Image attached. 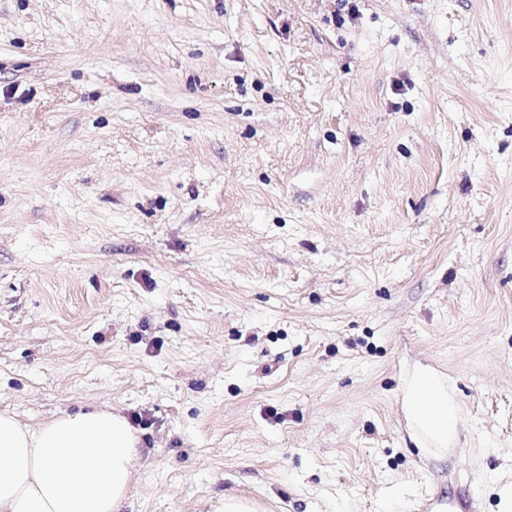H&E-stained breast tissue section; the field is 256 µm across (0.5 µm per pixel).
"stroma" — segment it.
I'll return each instance as SVG.
<instances>
[{
	"mask_svg": "<svg viewBox=\"0 0 512 512\" xmlns=\"http://www.w3.org/2000/svg\"><path fill=\"white\" fill-rule=\"evenodd\" d=\"M103 404L124 512H499L512 0H0V410ZM402 404L420 446L446 449L453 442L461 407L448 394L443 378L435 370L418 364L409 371ZM213 512H264L263 505L255 499L236 494H224L213 505Z\"/></svg>",
	"mask_w": 512,
	"mask_h": 512,
	"instance_id": "1",
	"label": "stroma"
}]
</instances>
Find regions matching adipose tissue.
<instances>
[{"label":"adipose tissue","mask_w":512,"mask_h":512,"mask_svg":"<svg viewBox=\"0 0 512 512\" xmlns=\"http://www.w3.org/2000/svg\"><path fill=\"white\" fill-rule=\"evenodd\" d=\"M402 404L421 445L453 442L461 408L435 370L409 371ZM140 455L136 430L109 405L35 426L0 412V512H123Z\"/></svg>","instance_id":"1"}]
</instances>
